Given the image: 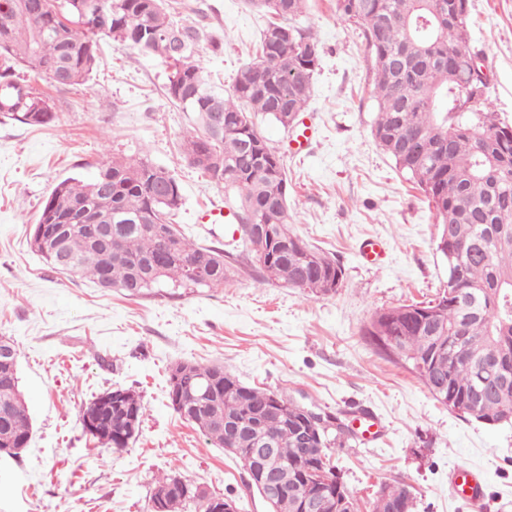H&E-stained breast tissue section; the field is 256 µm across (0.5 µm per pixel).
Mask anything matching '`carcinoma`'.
Here are the masks:
<instances>
[{
	"mask_svg": "<svg viewBox=\"0 0 512 512\" xmlns=\"http://www.w3.org/2000/svg\"><path fill=\"white\" fill-rule=\"evenodd\" d=\"M0 11V114L28 126L55 121L51 110H32L34 90L19 81L17 68L27 66L66 85L82 84L97 63L99 38L131 44L168 65L167 95L190 114L194 133L184 141L189 163L224 187L236 191L238 208L255 207L253 215L237 212L242 239L251 247L253 228L264 225L275 241V260L257 261L262 278L312 294H324L317 279H342V269L324 253L293 245L289 227L288 178L279 154L257 128L261 116L283 128L295 123L310 98L319 59L316 39L294 25L305 0H252L276 17L263 31L258 61L236 76L234 95L224 97L205 82L195 48L201 29L181 25L169 14L164 0H109L112 26L100 31L83 18L79 0H46L48 9L36 20L27 0H4ZM345 21L363 28L375 59L374 89L378 101L372 134L396 167L414 181L431 202L441 224L438 250L448 260V275L457 288L439 298L438 320L448 328V343L437 349L432 334L411 309L401 305L375 314L368 333L389 352L391 337L396 357L422 381L434 364L448 381L444 405L460 415L489 426L512 423V126L501 122L489 106L487 91L473 92L470 66L469 11H458L453 0H336ZM288 33L286 43L279 41ZM224 113V126L212 125L208 113ZM208 141L224 160L222 167H204L195 160L202 141ZM51 194L87 199L112 224H69L62 239L40 240L31 235L34 250L52 268L87 277L102 288L136 296L154 288H219L231 274L233 254L212 245L194 244L172 224L182 204L179 182L167 170L148 162L114 158L97 167L88 180L66 178ZM153 213L169 225L163 234L141 225ZM208 254L202 280L194 264ZM65 259L66 267L59 260ZM14 362L13 378L0 377V447L26 448L31 417L20 386L19 351L8 344ZM183 377L185 412L216 447L226 442L215 425L222 414L239 421L252 419L273 398L299 410L286 394L258 387L230 390L221 364H187ZM490 391L471 413L463 397L478 380ZM104 424L95 439L119 451L133 435L125 431L124 412L103 411ZM297 424L276 417L259 429L245 431L238 448L254 447L258 436L276 440L269 469L280 474L291 492L284 493L272 512H301L300 501L310 490L299 457ZM336 484V500L355 506L343 481L320 460ZM393 490H388L389 486ZM383 483L371 512H390L391 504L406 498V512H415V498L403 481ZM189 497L171 494L163 512H185Z\"/></svg>",
	"mask_w": 512,
	"mask_h": 512,
	"instance_id": "carcinoma-1",
	"label": "carcinoma"
}]
</instances>
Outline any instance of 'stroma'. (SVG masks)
I'll return each mask as SVG.
<instances>
[{
	"label": "stroma",
	"mask_w": 512,
	"mask_h": 512,
	"mask_svg": "<svg viewBox=\"0 0 512 512\" xmlns=\"http://www.w3.org/2000/svg\"><path fill=\"white\" fill-rule=\"evenodd\" d=\"M166 7L178 23L202 29L204 74L231 93L237 72L257 60L270 14L249 0H166ZM469 10L490 107L512 125V0H469ZM298 24L319 43L305 113L321 136L296 154L290 130L267 121L259 128L283 160L295 235L343 271L336 292L322 296L261 281L241 245L220 288L127 296L53 269L30 245L41 204L59 181L89 177L101 163L144 159L168 170L182 192L175 221L195 243L226 242L223 225L197 217L236 207L237 198L187 160L191 123L163 91L160 59L105 38L83 85L59 89L21 69L57 119L35 127L0 117V336L19 350L33 422L28 447L0 459V512H152L155 483L170 472L232 500L237 512H269L240 460L173 411L168 374L179 361L220 363L245 385L379 418L378 439L358 436L329 451L359 512H370L379 485L393 481L411 486L418 512H472L448 488L457 467L481 472L486 512H512V424L448 410L365 334L376 312L447 291L448 263L437 249L433 208L372 135L374 61L361 30L340 18L336 0H307ZM369 238L384 244L375 265L359 256ZM115 387L136 391L147 407L138 436L119 452L93 442L81 424L83 405Z\"/></svg>",
	"instance_id": "1"
}]
</instances>
